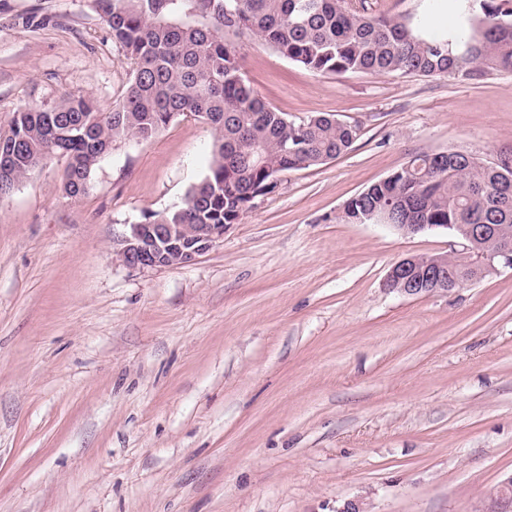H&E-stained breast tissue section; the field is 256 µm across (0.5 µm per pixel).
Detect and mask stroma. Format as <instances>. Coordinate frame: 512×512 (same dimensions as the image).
<instances>
[{"label": "stroma", "instance_id": "1", "mask_svg": "<svg viewBox=\"0 0 512 512\" xmlns=\"http://www.w3.org/2000/svg\"><path fill=\"white\" fill-rule=\"evenodd\" d=\"M454 24L452 4L368 0ZM247 83L292 120L358 126L187 266L115 259L127 225L182 206L209 126L120 139L85 195L54 157L0 197V512H502L512 477V269L417 297L390 267L447 232L343 207L415 155H512V72L317 74L237 40ZM132 65L98 0H0V130L70 95L121 101Z\"/></svg>", "mask_w": 512, "mask_h": 512}]
</instances>
